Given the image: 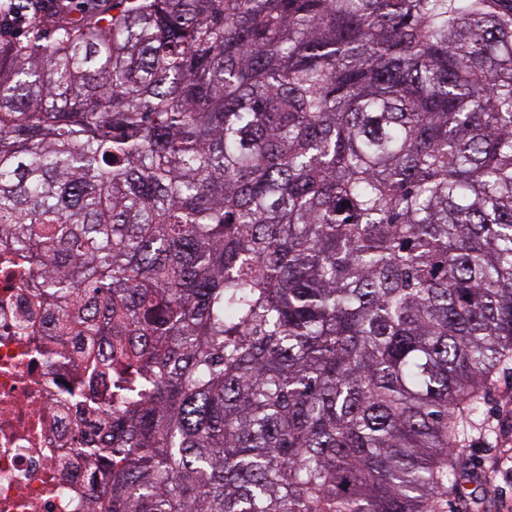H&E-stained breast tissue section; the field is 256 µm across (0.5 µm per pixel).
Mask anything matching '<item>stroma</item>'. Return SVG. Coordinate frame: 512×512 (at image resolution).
<instances>
[{
  "mask_svg": "<svg viewBox=\"0 0 512 512\" xmlns=\"http://www.w3.org/2000/svg\"><path fill=\"white\" fill-rule=\"evenodd\" d=\"M485 401L459 456L464 492L445 497L442 512H512V364L503 367Z\"/></svg>",
  "mask_w": 512,
  "mask_h": 512,
  "instance_id": "1",
  "label": "stroma"
}]
</instances>
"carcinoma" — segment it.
<instances>
[{
	"label": "carcinoma",
	"instance_id": "obj_1",
	"mask_svg": "<svg viewBox=\"0 0 512 512\" xmlns=\"http://www.w3.org/2000/svg\"><path fill=\"white\" fill-rule=\"evenodd\" d=\"M2 247L112 336L107 512H440L512 357V0L0 40Z\"/></svg>",
	"mask_w": 512,
	"mask_h": 512
}]
</instances>
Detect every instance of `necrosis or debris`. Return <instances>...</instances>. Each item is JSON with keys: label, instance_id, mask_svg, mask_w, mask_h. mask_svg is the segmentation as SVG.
<instances>
[{"label": "necrosis or debris", "instance_id": "4bbe7bcc", "mask_svg": "<svg viewBox=\"0 0 512 512\" xmlns=\"http://www.w3.org/2000/svg\"><path fill=\"white\" fill-rule=\"evenodd\" d=\"M40 279L0 264V512H86L109 481L88 454L107 384L85 371L84 343L58 335Z\"/></svg>", "mask_w": 512, "mask_h": 512}]
</instances>
